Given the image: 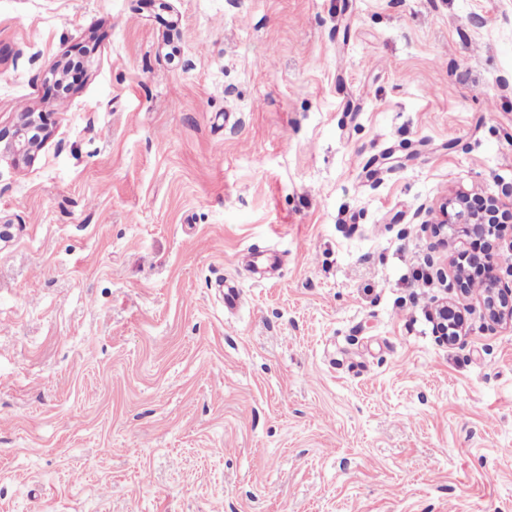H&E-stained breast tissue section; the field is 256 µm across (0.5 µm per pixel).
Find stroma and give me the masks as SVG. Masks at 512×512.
<instances>
[{
  "label": "stroma",
  "instance_id": "obj_1",
  "mask_svg": "<svg viewBox=\"0 0 512 512\" xmlns=\"http://www.w3.org/2000/svg\"><path fill=\"white\" fill-rule=\"evenodd\" d=\"M28 109L0 512H512V326L472 297L439 344L415 279L469 248L441 203L512 187V0H0ZM43 112H24L21 123L9 136L0 130V142L9 137L5 149L12 154L27 153L38 150L45 137V122Z\"/></svg>",
  "mask_w": 512,
  "mask_h": 512
}]
</instances>
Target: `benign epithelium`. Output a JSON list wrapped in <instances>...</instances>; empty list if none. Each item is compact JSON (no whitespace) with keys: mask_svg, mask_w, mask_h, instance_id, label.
Returning <instances> with one entry per match:
<instances>
[{"mask_svg":"<svg viewBox=\"0 0 512 512\" xmlns=\"http://www.w3.org/2000/svg\"><path fill=\"white\" fill-rule=\"evenodd\" d=\"M45 134L44 113L25 112L14 133L8 135L0 131V142L6 141L5 149L12 154L31 153L38 150ZM488 210L476 212L470 208L468 197L458 194L450 199L440 212V219L428 225L438 240H448V229H458L465 236L484 239L487 249L483 252V262L490 263L502 243L506 233L512 230V199L492 197L487 200ZM450 271L460 294L468 296L472 289L469 282L472 273L465 265V256L449 263ZM484 318L490 329L501 324H512V286L500 284L496 279L485 284L481 299ZM439 340L446 345H454L466 336L464 319L453 302L443 300L437 303L431 313Z\"/></svg>","mask_w":512,"mask_h":512,"instance_id":"obj_1","label":"benign epithelium"}]
</instances>
